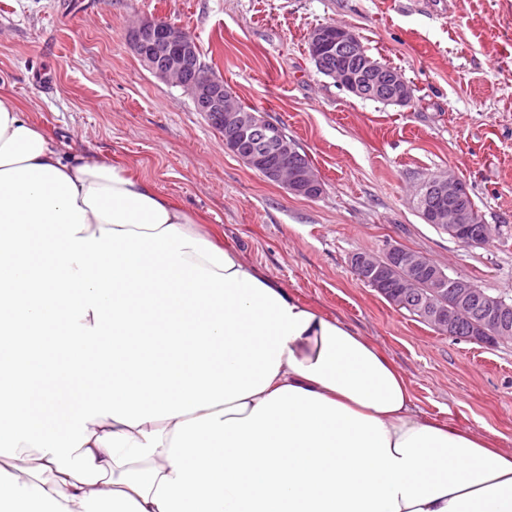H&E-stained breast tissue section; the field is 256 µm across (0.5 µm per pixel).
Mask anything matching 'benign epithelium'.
<instances>
[{
  "label": "benign epithelium",
  "mask_w": 512,
  "mask_h": 512,
  "mask_svg": "<svg viewBox=\"0 0 512 512\" xmlns=\"http://www.w3.org/2000/svg\"><path fill=\"white\" fill-rule=\"evenodd\" d=\"M145 27L160 32L150 52L142 48L136 36V31ZM128 45L145 69L174 86L180 85L179 72L182 63L192 58L197 50L196 41L190 35L184 34L181 27L172 23L161 27L157 19L148 17L135 22L128 37ZM340 45L362 57L367 80L338 69L331 73V77L339 87L357 97L383 94L389 97V103L399 106L406 105L413 98V88L404 74L368 55L353 30L332 24L320 25L314 28L308 37L311 58L318 65L321 64L322 56L327 49ZM157 56L167 58V65L162 69L155 66L154 58ZM187 93L200 107L219 113L224 125L225 143H242L257 129L265 134L264 146L249 153L246 160L263 170L269 181L279 183L293 194L304 197H310L321 189V181L314 172L308 169L288 168V157L295 153V147L293 142L282 136L280 125L254 113L237 111L235 102L224 95V82L210 77L205 78L187 90ZM268 149L282 157L283 161L275 165L266 163ZM423 189L428 192L434 190L441 197L448 199V206L439 208L433 214L435 222L448 225L452 231L467 223L466 212L458 205L462 193L467 191L466 185L460 179L451 174H438L427 180ZM388 262L405 265L409 273L406 283L408 288L416 285V275H426V288L431 297L419 310L423 321L434 327L446 329L451 317L478 297L482 301L480 326L485 333L499 340L507 339L512 334V301L487 294L474 281L452 276L447 273V269L435 264L427 256L405 247H392L388 251ZM350 264L357 273H370L372 278L378 281L385 279L383 269L373 267L372 258L362 252L353 254L350 257ZM450 280L456 288V299L452 303L443 300L444 288L448 287Z\"/></svg>",
  "instance_id": "7a95c632"
}]
</instances>
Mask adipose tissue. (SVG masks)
<instances>
[{
    "mask_svg": "<svg viewBox=\"0 0 512 512\" xmlns=\"http://www.w3.org/2000/svg\"><path fill=\"white\" fill-rule=\"evenodd\" d=\"M0 512H512V448L0 91Z\"/></svg>",
    "mask_w": 512,
    "mask_h": 512,
    "instance_id": "adipose-tissue-1",
    "label": "adipose tissue"
}]
</instances>
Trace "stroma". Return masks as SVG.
Wrapping results in <instances>:
<instances>
[{"label": "stroma", "instance_id": "stroma-1", "mask_svg": "<svg viewBox=\"0 0 512 512\" xmlns=\"http://www.w3.org/2000/svg\"><path fill=\"white\" fill-rule=\"evenodd\" d=\"M139 16L181 26L211 73L284 125L322 194L267 181L183 88L145 70L127 46ZM329 23L401 71L412 102L363 100L319 73L307 37ZM0 88L62 150L133 166L303 302L366 336L424 417L512 448V340L442 334L349 266L352 253L402 246L512 297V0H0ZM448 170L491 225L488 245L463 246L420 217L417 187Z\"/></svg>", "mask_w": 512, "mask_h": 512}]
</instances>
